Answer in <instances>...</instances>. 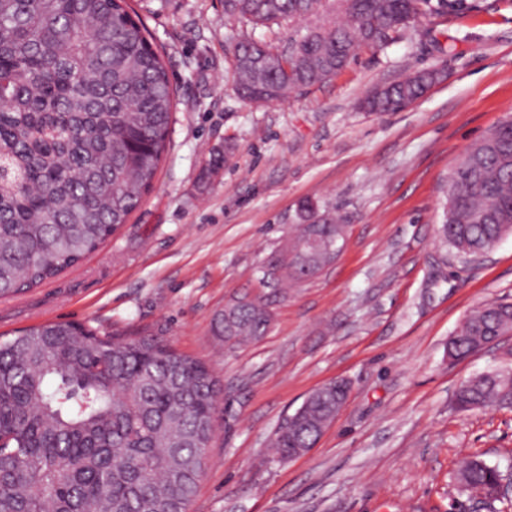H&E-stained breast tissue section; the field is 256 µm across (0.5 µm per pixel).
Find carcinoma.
Masks as SVG:
<instances>
[{
  "mask_svg": "<svg viewBox=\"0 0 512 512\" xmlns=\"http://www.w3.org/2000/svg\"><path fill=\"white\" fill-rule=\"evenodd\" d=\"M473 8L467 0H224L230 19L268 27L310 20L292 42L291 68L271 41L247 39L234 56L237 92L282 100L335 77L358 46L382 49L420 16ZM346 22L336 23V14ZM403 79L367 103L398 112L424 92ZM176 96L162 54L126 0H0V298L28 291L82 262L127 223L166 152ZM298 234L269 265L302 280L343 236L336 212L306 200ZM512 229V116L471 144L448 190L441 243L464 256ZM270 302L233 300L214 335L264 336ZM512 332V303L489 302L448 339L461 360ZM221 385L202 362L158 336H101L69 321L0 336V512H187L204 469L201 449ZM332 380L274 432L280 459L317 441L347 399ZM461 412L512 409V368L472 376L454 395ZM489 499L507 475L484 460L456 476Z\"/></svg>",
  "mask_w": 512,
  "mask_h": 512,
  "instance_id": "obj_1",
  "label": "carcinoma"
}]
</instances>
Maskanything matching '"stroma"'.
Listing matches in <instances>:
<instances>
[{
  "instance_id": "obj_1",
  "label": "stroma",
  "mask_w": 512,
  "mask_h": 512,
  "mask_svg": "<svg viewBox=\"0 0 512 512\" xmlns=\"http://www.w3.org/2000/svg\"><path fill=\"white\" fill-rule=\"evenodd\" d=\"M475 3L420 17L388 47L357 50L332 80L268 104L236 93V39L284 48L306 22L268 29L227 20L224 0H137L178 92L168 154L104 245L0 298V334L72 321L153 333L205 362L223 393L189 512H502L455 474L472 456L512 469V410L460 413L453 393L512 363V333L460 361L446 347L474 308L512 302V234L478 261L438 235L466 147L512 115V0ZM422 69L441 78L410 107L361 108L374 88ZM305 199L343 218L339 256L289 282L265 336L224 343L214 315L266 296L258 268L293 239ZM334 379L350 386L344 408L304 456L279 461L276 428Z\"/></svg>"
}]
</instances>
